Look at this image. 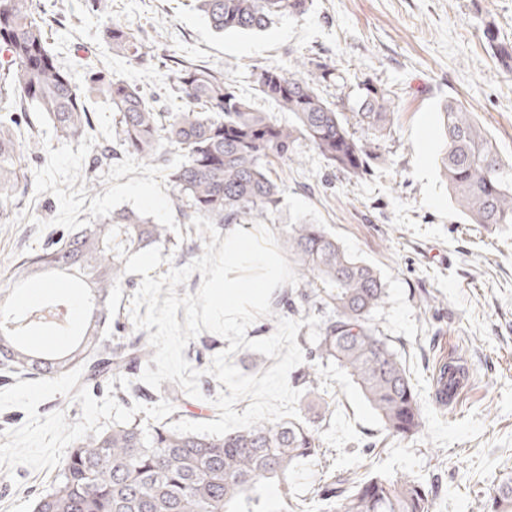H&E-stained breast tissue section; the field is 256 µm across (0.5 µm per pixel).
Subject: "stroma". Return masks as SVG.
<instances>
[{"label": "stroma", "mask_w": 512, "mask_h": 512, "mask_svg": "<svg viewBox=\"0 0 512 512\" xmlns=\"http://www.w3.org/2000/svg\"><path fill=\"white\" fill-rule=\"evenodd\" d=\"M55 17L48 42L60 62L84 85L83 63L137 84L168 105L174 63L223 72L241 95L272 110L253 88L256 64L288 68L298 56L333 67L337 83L324 94L349 111L348 91L381 82L393 91L394 121L386 162L353 177L303 146V164L273 161L283 193L273 232L292 224L325 225L351 254L374 266L387 298L375 324L390 336L406 363L425 414L423 431L400 441L387 436L357 386L338 367L320 372L297 402L317 429L323 456L301 464L288 479L290 492L313 501L321 479L371 461L392 478L438 477L432 512H485L505 478H512V224L467 223L438 173L444 144L439 109L461 100L474 112L505 158L512 159V72L502 67L482 36L494 20L512 42V0H311L304 14L286 16L254 33L218 34L194 0H103L90 14L83 0H40ZM121 22L165 53L144 65L113 54L99 30ZM92 127L76 141L56 140L47 121L28 110L26 122L43 149L28 162V192L10 223L0 224V272L60 234L121 209L147 212L169 225L162 256L182 267L205 248L185 216L162 167L119 153L99 163L112 127L102 98L86 102ZM99 188L86 192V175ZM218 334L202 332L183 356L201 370V398H188L180 417L218 419L213 404L221 385L207 375L213 357L228 348ZM470 366L459 403L442 407L433 375L442 360ZM137 414L143 424L170 421L165 392L128 402L124 389L79 392L74 374L52 378L0 370V512H32L34 500L53 485L59 463L75 440ZM375 444L378 454L366 458Z\"/></svg>", "instance_id": "stroma-1"}]
</instances>
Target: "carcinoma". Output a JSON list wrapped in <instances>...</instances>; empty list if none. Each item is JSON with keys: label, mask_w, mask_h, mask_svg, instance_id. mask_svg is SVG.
<instances>
[{"label": "carcinoma", "mask_w": 512, "mask_h": 512, "mask_svg": "<svg viewBox=\"0 0 512 512\" xmlns=\"http://www.w3.org/2000/svg\"><path fill=\"white\" fill-rule=\"evenodd\" d=\"M198 9L217 32L262 31L275 19L307 10L308 0H197ZM48 18L37 0H0V224L9 218L19 186L26 179L25 156L40 151L24 136L13 113L33 106L60 140L85 136L91 127L86 100L104 96L115 114L113 141L147 162L166 163V147L182 153L170 167L176 198L190 216L215 224H241L274 215L282 189L269 170L270 159L295 163L307 142L331 166L353 176L383 157L382 141L393 123L391 91L373 82L361 88L351 115L337 111L320 87L336 80L334 69L315 58L295 61L292 71L255 65V90L281 112L287 124L252 108L224 73L184 65L170 84L177 105L157 110L135 84L95 72L80 88L46 38ZM483 34L505 69L512 70V45L499 41L492 22ZM112 51L136 64L155 57L153 47L119 23L99 33ZM444 147L439 168L448 194L472 224H512V160L502 157L474 112L450 99L440 107ZM167 224L124 209L61 236L40 253L20 257L6 280L20 288L37 276L60 275L82 297L83 315L70 318L67 300L50 298L17 311L0 291V365L11 372L54 377L76 372L88 384L122 382L136 364L153 355L148 337L109 350L103 336L112 329V289L126 283L131 254L166 242ZM301 281L296 296L273 308L322 317L319 339L307 348L308 365L294 375L313 386L319 366L336 364L358 385L389 436L405 439L421 431L418 394L401 358L374 326L383 307L385 284L370 264L348 253L321 224H293L278 238ZM72 344L36 350L27 336L53 328ZM463 370L445 363L437 393ZM321 441L309 421L290 419L243 428L222 436L180 434L162 424L145 428L135 419L114 422L80 436L59 467L51 490L35 502L34 512H257L264 483L288 486L298 462L320 455ZM436 480H396L366 470L328 477L318 489L321 512H432ZM491 512H512V480L492 499Z\"/></svg>", "instance_id": "cac0c4a2"}]
</instances>
